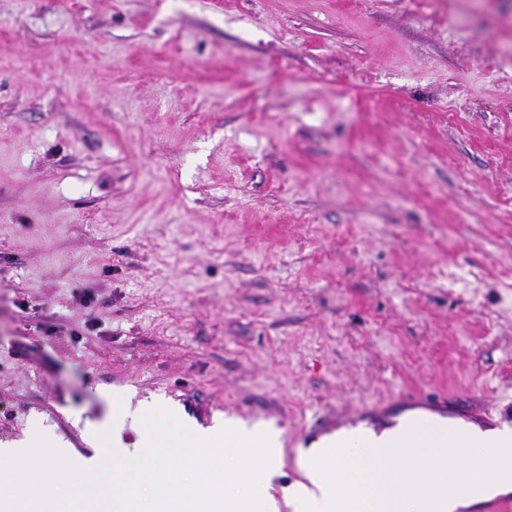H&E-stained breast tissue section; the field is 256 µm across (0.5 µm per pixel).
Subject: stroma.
I'll return each instance as SVG.
<instances>
[{
	"label": "stroma",
	"mask_w": 512,
	"mask_h": 512,
	"mask_svg": "<svg viewBox=\"0 0 512 512\" xmlns=\"http://www.w3.org/2000/svg\"><path fill=\"white\" fill-rule=\"evenodd\" d=\"M280 431L512 403V0H0V442L110 394Z\"/></svg>",
	"instance_id": "1"
}]
</instances>
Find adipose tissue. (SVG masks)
<instances>
[{"mask_svg":"<svg viewBox=\"0 0 512 512\" xmlns=\"http://www.w3.org/2000/svg\"><path fill=\"white\" fill-rule=\"evenodd\" d=\"M354 435L374 449V464L361 465L339 439L323 438L306 453L304 481L289 492L293 512H468L512 493V429L459 422L445 430H424L405 415L382 432L361 426ZM455 439L470 466L464 481L448 471ZM396 470L413 483L389 499L383 489Z\"/></svg>","mask_w":512,"mask_h":512,"instance_id":"adipose-tissue-1","label":"adipose tissue"}]
</instances>
